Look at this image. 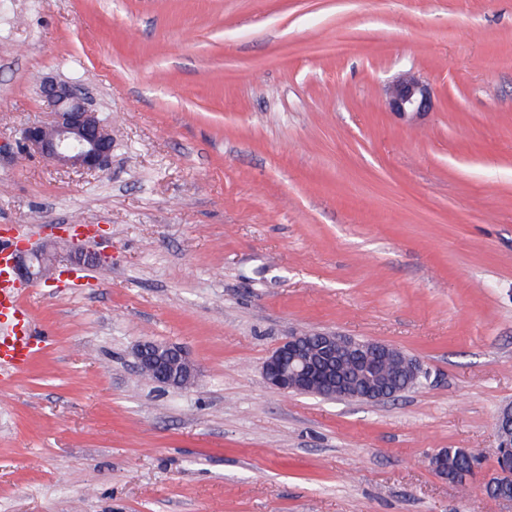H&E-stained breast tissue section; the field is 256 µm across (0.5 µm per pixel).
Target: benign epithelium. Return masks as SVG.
Here are the masks:
<instances>
[{"mask_svg":"<svg viewBox=\"0 0 512 512\" xmlns=\"http://www.w3.org/2000/svg\"><path fill=\"white\" fill-rule=\"evenodd\" d=\"M40 95L49 121L26 126L20 138L22 147L60 167L104 170L112 154V132L87 98L75 86L53 79L42 83ZM388 105L402 117L426 112L431 106L430 88L414 75H401L389 88ZM57 258L53 244L30 252L20 249L13 257V270L23 281L39 280L55 267ZM320 336L323 343L312 358L304 354L305 332L295 333L282 342L262 366L266 387L284 396L312 394L380 402L391 397L380 385L385 363L405 370L409 384L425 374L419 361L404 357L391 344L356 340L336 332H322ZM135 359L143 375L172 388L188 387L197 378L195 363L175 345L142 342L135 350ZM496 431L497 470L485 480L483 488L493 499L512 502V497L494 494L497 486L512 482V405L499 413Z\"/></svg>","mask_w":512,"mask_h":512,"instance_id":"1","label":"benign epithelium"}]
</instances>
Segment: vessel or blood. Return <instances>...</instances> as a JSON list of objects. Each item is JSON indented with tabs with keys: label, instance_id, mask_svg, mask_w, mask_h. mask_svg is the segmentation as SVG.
<instances>
[{
	"label": "vessel or blood",
	"instance_id": "b4317fda",
	"mask_svg": "<svg viewBox=\"0 0 512 512\" xmlns=\"http://www.w3.org/2000/svg\"><path fill=\"white\" fill-rule=\"evenodd\" d=\"M10 254L0 245V375L7 377L29 364L48 337L34 335L20 301V289L8 270Z\"/></svg>",
	"mask_w": 512,
	"mask_h": 512
}]
</instances>
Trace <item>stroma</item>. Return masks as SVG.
Masks as SVG:
<instances>
[{"label": "stroma", "instance_id": "stroma-1", "mask_svg": "<svg viewBox=\"0 0 512 512\" xmlns=\"http://www.w3.org/2000/svg\"><path fill=\"white\" fill-rule=\"evenodd\" d=\"M46 77L111 124L104 173L21 148ZM74 217L109 267L23 288L53 342L0 379V512H512L483 491L512 405V0H0V239ZM299 331L429 376L281 396L262 365ZM144 340L196 383L140 375ZM442 448L481 464L441 479ZM388 105L402 117L427 112L431 106L430 88L414 75H401L389 88ZM134 354L140 372L160 384L183 388L192 385L197 378L195 363L178 346L145 341L137 346Z\"/></svg>", "mask_w": 512, "mask_h": 512}]
</instances>
